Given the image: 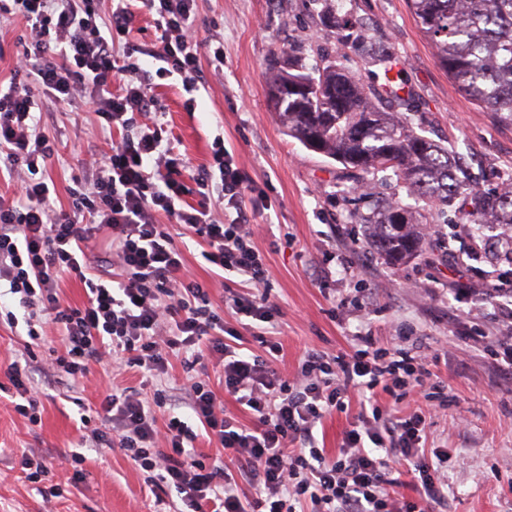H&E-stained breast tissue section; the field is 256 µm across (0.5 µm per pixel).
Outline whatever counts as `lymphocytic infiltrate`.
<instances>
[{"instance_id": "obj_1", "label": "lymphocytic infiltrate", "mask_w": 512, "mask_h": 512, "mask_svg": "<svg viewBox=\"0 0 512 512\" xmlns=\"http://www.w3.org/2000/svg\"><path fill=\"white\" fill-rule=\"evenodd\" d=\"M195 0H0V16H22L30 26L7 85H0V174L20 180L13 197L0 196V282L17 308L0 323L24 324L33 344L49 329L61 345L44 360L46 376L75 386L96 365L125 364L150 377L166 374L170 355L184 359L185 414L157 411L171 396L107 392L94 414L80 417L86 442L98 451L118 447L142 472L157 504L173 512H444L448 504L447 449L428 447L423 401L442 400L427 354L383 344L357 333L352 353L307 352L294 377L273 365L278 342L260 337L264 355H245L224 340L228 328L209 293L185 274L183 251L159 216L193 232L203 258L241 277L245 295H233L237 318L275 327L280 311L266 288L263 258L244 202L245 177L233 154L215 143L209 165L190 169L175 155L160 120L110 142L58 210L41 171L54 155L44 120L34 112V89L70 109L92 106L106 130L128 128L135 116L158 112L155 78L173 77L186 93L199 92L202 62L224 68L223 47H212L193 27ZM157 32L153 46L131 41L138 10ZM195 194L197 204L185 202ZM228 217L212 219V195ZM103 240L119 267L115 280L96 273L87 245ZM84 283L86 301L61 305L63 275ZM221 359L224 389L251 417L228 415L206 373L202 351ZM11 388L14 410L41 422L31 367L11 362L0 391ZM394 407L378 402L379 394ZM414 401L412 410L402 407ZM360 410L335 454L319 448L314 431L326 415ZM216 437L236 467L205 461L195 452L199 433ZM408 465L416 496L394 489V465ZM251 495H244V487Z\"/></svg>"}]
</instances>
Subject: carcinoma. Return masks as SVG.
Wrapping results in <instances>:
<instances>
[{
  "label": "carcinoma",
  "instance_id": "cac0c4a2",
  "mask_svg": "<svg viewBox=\"0 0 512 512\" xmlns=\"http://www.w3.org/2000/svg\"><path fill=\"white\" fill-rule=\"evenodd\" d=\"M438 63L462 92L512 126V0H409ZM299 77L308 90L298 93L285 78ZM269 88L279 92L274 105L288 135L359 173L390 170L410 194L442 210L460 200L459 212L471 224L485 217L512 224V191L484 193L477 177L448 156V149L419 134L408 119L375 104L352 74L330 63L294 75L273 71ZM362 224L375 225V248L394 264L415 256L419 239L412 213L398 201L373 200Z\"/></svg>",
  "mask_w": 512,
  "mask_h": 512
}]
</instances>
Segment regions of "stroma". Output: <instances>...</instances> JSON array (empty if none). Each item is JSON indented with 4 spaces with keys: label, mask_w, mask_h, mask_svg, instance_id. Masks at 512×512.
Returning a JSON list of instances; mask_svg holds the SVG:
<instances>
[{
    "label": "stroma",
    "mask_w": 512,
    "mask_h": 512,
    "mask_svg": "<svg viewBox=\"0 0 512 512\" xmlns=\"http://www.w3.org/2000/svg\"><path fill=\"white\" fill-rule=\"evenodd\" d=\"M195 26L223 43V75L205 71V87L190 108L175 79H159L155 95L175 151L190 167L210 162L220 136L253 182L245 203L257 226L270 300L281 310L278 370L294 374L311 349L351 352L359 331L392 344L415 332L428 350L431 379L448 399L427 427L429 446L446 447L455 461L448 469V512H512V373L494 347L503 332L500 309L512 297L482 289L512 282V251L495 245L500 225L474 228L454 207L438 217L389 171L368 175L363 192L352 191L340 163L286 134L269 107L266 84L273 62L286 56L297 72L333 63L380 90L386 80L379 59L388 56L400 74L399 96L389 107L468 166L485 193L512 178V127L458 89L407 0H196ZM36 102L53 112L47 133L56 155L48 173L55 206L66 208L73 179L89 158L88 136L101 120L89 107L55 110L41 94ZM371 196L399 200L433 226L407 263L389 264L371 248L369 225L354 222ZM168 230L183 251L187 276L207 288L227 325L235 326L225 299L242 291L240 277L207 263L201 240L183 227ZM344 256L353 275L343 270ZM460 281L478 286V293L457 291ZM365 288L377 295L367 309L360 306ZM34 383L44 393L40 426L29 427L10 398L0 397V512H154L153 495L121 449H84L83 481L49 507L20 464L25 452L48 456L53 482L67 484L72 470L61 454L79 441L80 407H98L109 384L146 393L138 369L110 373L96 366L71 390L47 386L39 376Z\"/></svg>",
    "instance_id": "1"
}]
</instances>
